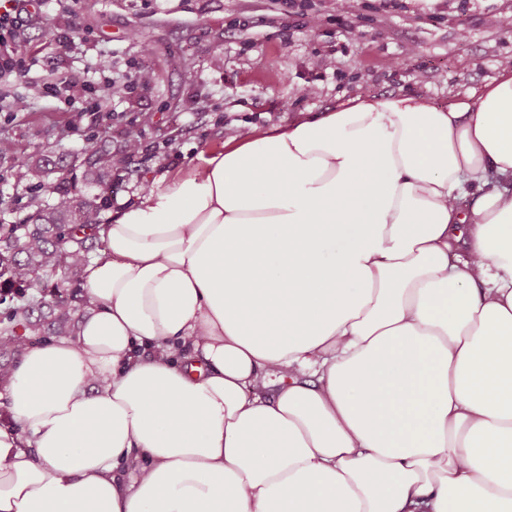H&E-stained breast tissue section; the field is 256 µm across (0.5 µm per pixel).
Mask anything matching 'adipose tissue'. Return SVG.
<instances>
[{
	"instance_id": "adipose-tissue-1",
	"label": "adipose tissue",
	"mask_w": 512,
	"mask_h": 512,
	"mask_svg": "<svg viewBox=\"0 0 512 512\" xmlns=\"http://www.w3.org/2000/svg\"><path fill=\"white\" fill-rule=\"evenodd\" d=\"M0 378V512H512V61L356 96L104 225Z\"/></svg>"
}]
</instances>
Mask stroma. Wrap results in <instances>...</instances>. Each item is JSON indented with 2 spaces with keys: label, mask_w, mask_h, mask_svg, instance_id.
I'll use <instances>...</instances> for the list:
<instances>
[{
  "label": "stroma",
  "mask_w": 512,
  "mask_h": 512,
  "mask_svg": "<svg viewBox=\"0 0 512 512\" xmlns=\"http://www.w3.org/2000/svg\"><path fill=\"white\" fill-rule=\"evenodd\" d=\"M512 0H80L75 12L50 7L30 22L23 51L36 61L27 80L0 82V97L27 83L84 79L97 56L127 81L144 55L155 76L147 86L109 99L97 115L61 98L31 99L23 112H0V138L19 152L66 155L74 193L94 197L82 160L87 143L112 156L122 177L118 203L164 172L178 173L200 150L218 149L244 126L265 133L358 96L413 93L439 105L462 100L497 77L512 57V32L493 21ZM71 31L68 44L54 30ZM316 85L317 92L302 90ZM144 150L127 157L128 133ZM0 195L12 201L0 224L31 211L38 192L12 160L0 161Z\"/></svg>",
  "instance_id": "obj_1"
}]
</instances>
